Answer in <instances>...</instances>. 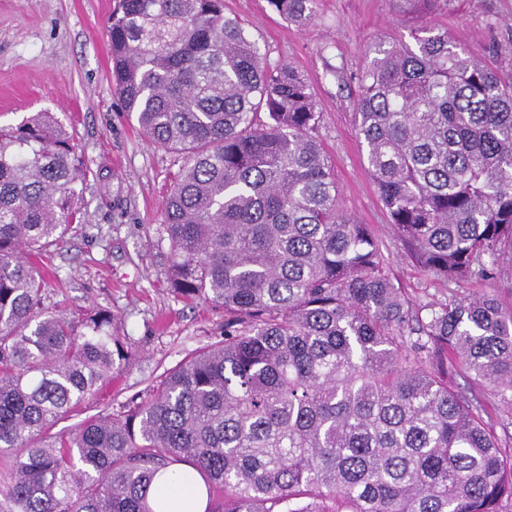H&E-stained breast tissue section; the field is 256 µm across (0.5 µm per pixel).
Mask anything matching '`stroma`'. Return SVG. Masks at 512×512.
<instances>
[{
  "label": "stroma",
  "instance_id": "obj_1",
  "mask_svg": "<svg viewBox=\"0 0 512 512\" xmlns=\"http://www.w3.org/2000/svg\"><path fill=\"white\" fill-rule=\"evenodd\" d=\"M116 0H0V125L49 111L69 125L90 170L79 205L83 221L41 258L51 273L49 307L78 316L98 307L115 314L131 355L87 397L64 429L150 397L177 364L222 339L224 311L188 301L170 288L165 195L184 163L152 144L125 112L112 76L108 19ZM270 61L290 62L305 78L321 114L319 135L334 169L339 208L372 225L390 273L414 298L463 296L473 284H443L424 273L392 235L367 169L353 105L358 76L375 44L422 21L448 30L468 50L512 78V0H317L299 28L268 0H224ZM491 411L485 421L512 452V414L490 388L456 378Z\"/></svg>",
  "mask_w": 512,
  "mask_h": 512
}]
</instances>
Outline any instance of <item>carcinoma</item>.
Instances as JSON below:
<instances>
[{
  "label": "carcinoma",
  "mask_w": 512,
  "mask_h": 512,
  "mask_svg": "<svg viewBox=\"0 0 512 512\" xmlns=\"http://www.w3.org/2000/svg\"><path fill=\"white\" fill-rule=\"evenodd\" d=\"M304 27L316 0H269ZM125 111L185 162L165 199L170 287L224 309V339L149 399L51 428L130 354L117 316L44 304L42 252L80 222L87 167L52 112L0 126L3 512H167L180 465L203 512H503L512 454L463 372L512 409V309L414 301L373 228L337 207L309 85L224 0H119ZM374 49L357 130L390 226L423 271L512 261V83L448 30Z\"/></svg>",
  "instance_id": "obj_1"
}]
</instances>
